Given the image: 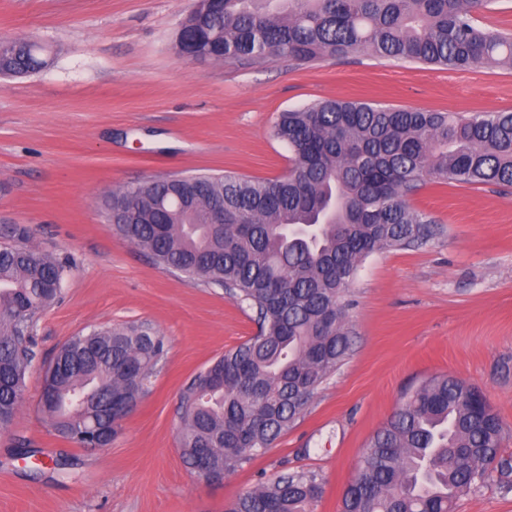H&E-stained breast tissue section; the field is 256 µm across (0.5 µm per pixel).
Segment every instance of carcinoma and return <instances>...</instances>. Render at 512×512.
<instances>
[{
  "mask_svg": "<svg viewBox=\"0 0 512 512\" xmlns=\"http://www.w3.org/2000/svg\"><path fill=\"white\" fill-rule=\"evenodd\" d=\"M492 0H224L195 6L180 38L216 62L359 53L430 66H512V33L479 25ZM47 65L37 42L0 39V75ZM274 136L291 152L288 176L226 174L157 180L106 196L113 229L167 268L231 290L259 332L224 352L180 394V454L224 478L295 423L351 347L343 304L363 261L426 241L432 220L403 196L441 183L512 185V112L457 117L365 101L322 100L280 114ZM224 206V223H209ZM65 265L29 248L0 247V428L16 418L34 340L31 323L60 293ZM148 324L70 338L45 371L40 412L79 448H105L164 354ZM502 425L481 390L449 375L423 381L369 439L341 512H451L493 473L512 491ZM310 471L240 496L233 512H312Z\"/></svg>",
  "mask_w": 512,
  "mask_h": 512,
  "instance_id": "carcinoma-1",
  "label": "carcinoma"
}]
</instances>
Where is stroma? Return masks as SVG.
<instances>
[{
	"label": "stroma",
	"mask_w": 512,
	"mask_h": 512,
	"mask_svg": "<svg viewBox=\"0 0 512 512\" xmlns=\"http://www.w3.org/2000/svg\"><path fill=\"white\" fill-rule=\"evenodd\" d=\"M195 0H0V39L32 37L51 64L0 77V245L66 262L59 300L33 325L36 358L19 412L0 431V512H228L286 472L312 471L314 512H339L369 438L425 379L448 374L485 394L512 457V185L428 183L407 202L432 236L374 253L344 303L349 356L287 432L223 483L181 460V389L258 330L224 288L157 265L115 234L101 197L165 178L286 176L279 113L365 100L471 115L512 111V67L451 70L356 53L300 63L191 61L174 49ZM146 322L166 351L111 445L56 435L38 403L44 364L72 336ZM62 459L32 473L19 445ZM454 512H512L497 479Z\"/></svg>",
	"instance_id": "1"
}]
</instances>
